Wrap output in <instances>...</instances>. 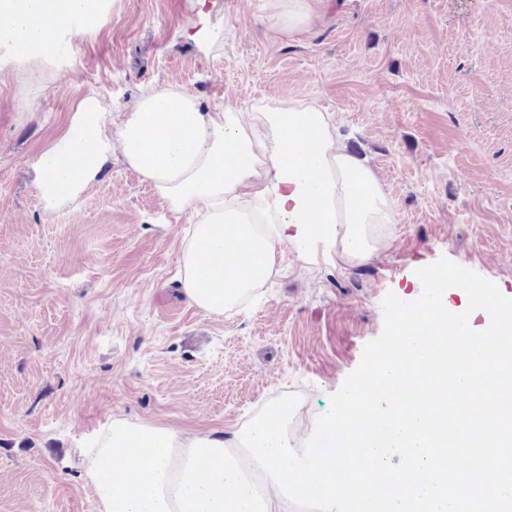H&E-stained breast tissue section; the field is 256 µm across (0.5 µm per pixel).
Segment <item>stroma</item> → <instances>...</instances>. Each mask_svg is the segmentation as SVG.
Returning <instances> with one entry per match:
<instances>
[{"mask_svg":"<svg viewBox=\"0 0 512 512\" xmlns=\"http://www.w3.org/2000/svg\"><path fill=\"white\" fill-rule=\"evenodd\" d=\"M102 10L65 29V73L0 47V512H99L85 444L113 418L229 437L288 385L310 436L417 265L460 258L512 295V0H328L280 41L268 0ZM169 86L332 113L395 203L389 247L349 269L285 251L256 304L209 316L178 286L186 217L120 156L47 210L33 164L78 101Z\"/></svg>","mask_w":512,"mask_h":512,"instance_id":"1","label":"stroma"}]
</instances>
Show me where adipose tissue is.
<instances>
[{"label": "adipose tissue", "mask_w": 512, "mask_h": 512, "mask_svg": "<svg viewBox=\"0 0 512 512\" xmlns=\"http://www.w3.org/2000/svg\"><path fill=\"white\" fill-rule=\"evenodd\" d=\"M269 28L289 37L306 28L314 0H269ZM100 0H0V32L20 45H40L31 17L64 24L95 13ZM98 102H78L64 132L38 160L37 189L57 210L95 181L120 151L176 213L194 216L181 248V288L208 315L242 306L278 272L277 248L303 259L356 267L384 249L397 221L392 198L372 168L334 137L329 113L313 104H268L253 121L232 106L202 111L175 88L143 95L115 124ZM252 250L256 263L239 258Z\"/></svg>", "instance_id": "obj_1"}]
</instances>
